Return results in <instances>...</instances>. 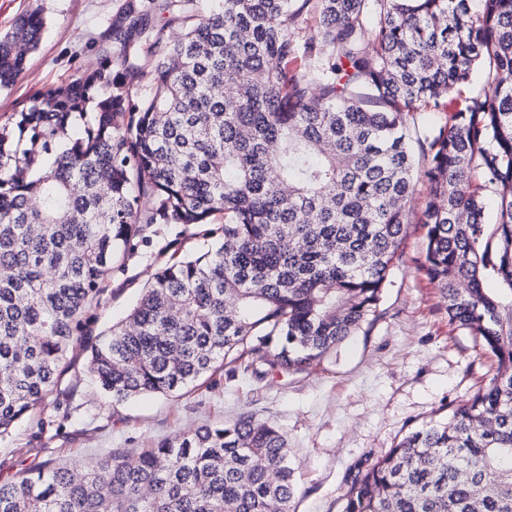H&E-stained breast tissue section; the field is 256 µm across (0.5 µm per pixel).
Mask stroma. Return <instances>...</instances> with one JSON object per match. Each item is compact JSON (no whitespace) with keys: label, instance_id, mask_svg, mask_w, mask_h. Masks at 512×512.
I'll return each instance as SVG.
<instances>
[{"label":"stroma","instance_id":"stroma-1","mask_svg":"<svg viewBox=\"0 0 512 512\" xmlns=\"http://www.w3.org/2000/svg\"><path fill=\"white\" fill-rule=\"evenodd\" d=\"M128 2L0 0V36L23 15L37 12L45 21L27 69L13 86L0 89V115L17 111L45 84L78 78L103 54L121 55L105 33ZM219 234L216 223L155 224L147 237L131 242L70 344L57 388L0 438V482L108 452L136 455L163 439L250 414L288 437L295 512H340L354 466H369L412 429L446 417L491 374L493 357L449 324L437 289L418 270L425 231L413 223L380 316L308 372H274L258 380L227 367L175 394L113 400L92 379L88 346L126 318L174 252L196 249Z\"/></svg>","mask_w":512,"mask_h":512}]
</instances>
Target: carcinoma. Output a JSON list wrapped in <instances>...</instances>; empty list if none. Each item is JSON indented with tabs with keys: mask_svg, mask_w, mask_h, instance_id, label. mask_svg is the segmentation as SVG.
I'll list each match as a JSON object with an SVG mask.
<instances>
[{
	"mask_svg": "<svg viewBox=\"0 0 512 512\" xmlns=\"http://www.w3.org/2000/svg\"><path fill=\"white\" fill-rule=\"evenodd\" d=\"M157 2L179 38L132 8L108 38L136 35L145 56L107 55L0 121V437L58 385L113 263L152 224L224 216L90 346L104 391L308 371L379 316L422 179L418 269L495 369L357 469L341 512H512V0ZM43 31L31 13L0 37V88ZM457 96L445 126L412 137L414 113ZM295 494L285 434L242 415L79 479L62 464L0 483V512H292Z\"/></svg>",
	"mask_w": 512,
	"mask_h": 512,
	"instance_id": "1",
	"label": "carcinoma"
}]
</instances>
